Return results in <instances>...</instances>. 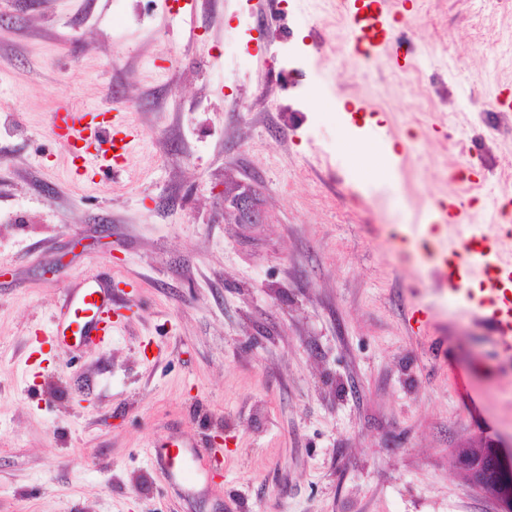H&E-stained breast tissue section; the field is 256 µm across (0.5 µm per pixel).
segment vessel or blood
Instances as JSON below:
<instances>
[{"instance_id": "vessel-or-blood-1", "label": "vessel or blood", "mask_w": 512, "mask_h": 512, "mask_svg": "<svg viewBox=\"0 0 512 512\" xmlns=\"http://www.w3.org/2000/svg\"><path fill=\"white\" fill-rule=\"evenodd\" d=\"M393 0H345L344 8L352 15L358 36L368 38L372 51L388 46L395 14ZM94 107L84 108L65 104L51 114V132H63L62 142L74 149L84 141L87 131H94L105 147L85 159L81 169L72 171L74 181L81 182L108 170L118 172L120 163L140 146L145 135L123 112L112 116V129H90L86 119L94 114ZM465 204L453 197L439 201L435 212L454 218L461 231L450 239L445 249L434 255L438 280L454 289L479 282L478 292L468 293L467 302L472 314L488 322L504 348H512V247H506L499 235V227L485 224L476 228L467 226ZM112 299L102 288L88 287L72 303L63 321L52 324L44 332L46 341L57 346L82 347L92 342H106L112 334ZM223 451L203 441L178 443L155 460L166 475L176 483L192 485L200 475L193 462L205 456L220 459Z\"/></svg>"}]
</instances>
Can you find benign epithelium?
Segmentation results:
<instances>
[{
    "mask_svg": "<svg viewBox=\"0 0 512 512\" xmlns=\"http://www.w3.org/2000/svg\"><path fill=\"white\" fill-rule=\"evenodd\" d=\"M241 221L251 224L256 212L251 195L241 193L233 199ZM457 462L469 472L478 488L495 494L499 512H512V451L489 444L483 448H466L459 452Z\"/></svg>",
    "mask_w": 512,
    "mask_h": 512,
    "instance_id": "benign-epithelium-1",
    "label": "benign epithelium"
}]
</instances>
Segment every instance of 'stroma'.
Returning <instances> with one entry per match:
<instances>
[{"label": "stroma", "mask_w": 512, "mask_h": 512, "mask_svg": "<svg viewBox=\"0 0 512 512\" xmlns=\"http://www.w3.org/2000/svg\"><path fill=\"white\" fill-rule=\"evenodd\" d=\"M398 18L418 54L356 78L336 0H0V512H496L457 452L512 444V353L389 227L458 192L477 103L512 91V0ZM291 42L297 108L271 60ZM110 94L144 145L74 184L48 119ZM344 115L381 117L394 189H354ZM471 165L480 224L512 133ZM82 278L112 289L111 340L41 349ZM219 433L211 490L182 497L150 444Z\"/></svg>", "instance_id": "1"}]
</instances>
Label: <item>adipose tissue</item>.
<instances>
[{"label": "adipose tissue", "instance_id": "ef3b65f1", "mask_svg": "<svg viewBox=\"0 0 512 512\" xmlns=\"http://www.w3.org/2000/svg\"><path fill=\"white\" fill-rule=\"evenodd\" d=\"M340 148L350 158L359 184L381 186L395 178L394 143L383 135L363 140L348 138L342 141Z\"/></svg>", "mask_w": 512, "mask_h": 512}]
</instances>
